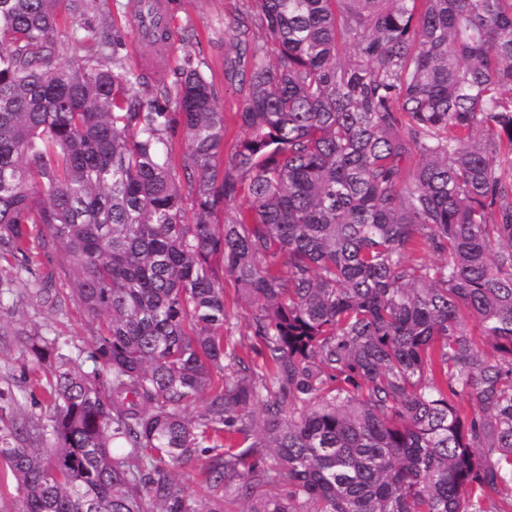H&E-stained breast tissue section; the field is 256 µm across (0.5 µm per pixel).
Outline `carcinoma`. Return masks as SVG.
Wrapping results in <instances>:
<instances>
[{
  "instance_id": "cac0c4a2",
  "label": "carcinoma",
  "mask_w": 512,
  "mask_h": 512,
  "mask_svg": "<svg viewBox=\"0 0 512 512\" xmlns=\"http://www.w3.org/2000/svg\"><path fill=\"white\" fill-rule=\"evenodd\" d=\"M63 2L0 0V298L64 312L55 253L96 326L21 337L18 512H507L512 0H242L225 160L195 56L148 82L104 20L61 63ZM42 260V271L52 273L53 288H56L64 297L69 296L71 288L70 280L65 273L68 262L56 254H51L50 258H42ZM224 289L232 332L235 339L241 340L244 345L254 344L257 346L249 327L250 309L237 299L233 284L229 280H224Z\"/></svg>"
}]
</instances>
